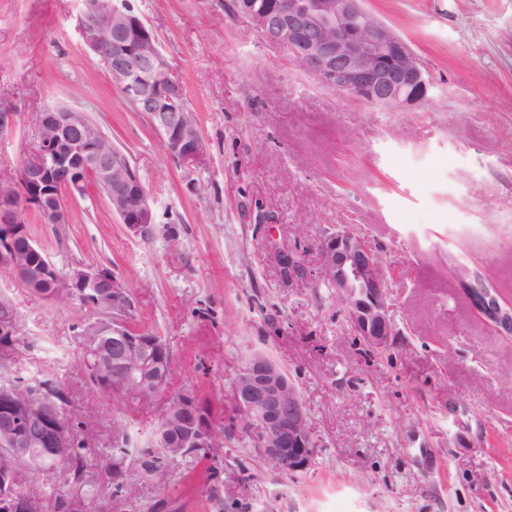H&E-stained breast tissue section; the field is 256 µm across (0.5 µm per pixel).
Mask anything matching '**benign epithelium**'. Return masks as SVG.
I'll return each instance as SVG.
<instances>
[{
	"label": "benign epithelium",
	"mask_w": 512,
	"mask_h": 512,
	"mask_svg": "<svg viewBox=\"0 0 512 512\" xmlns=\"http://www.w3.org/2000/svg\"><path fill=\"white\" fill-rule=\"evenodd\" d=\"M234 14L266 44L284 49L319 82L360 103L385 110L410 109L430 99L433 84L405 40L376 18L364 0H232ZM78 28L86 49L103 61L133 111L144 112L161 137L168 155L181 164L202 159L208 146L195 113L185 106L186 91L163 57L157 37L126 0H85ZM94 179L112 212L130 236L148 239L155 211L127 155L108 146L105 134L87 113L58 104L46 106L18 174L0 171V269L9 271L35 294L77 301L97 309L96 328L111 338L107 345L86 348L96 371V387L116 395L137 383L140 400L166 394L165 375L147 364L153 353L160 366L171 368L163 342L135 335L120 317L132 312L130 291L106 267L77 266L62 273L27 234L26 214L38 211L48 224L69 223L65 198L85 196L84 176ZM319 266L313 274L298 251H277L285 279L311 275L336 289L354 333L376 353L389 348L396 335L392 309L379 258L365 237L345 226L317 244ZM470 307L498 331L512 333V306L469 300ZM11 304L0 302V332L6 350L19 344ZM17 388L0 383V512H35L34 504L7 488L24 471L35 468L39 447L35 435L47 439L52 457L73 461L72 429L66 412L52 397L18 402ZM232 404L242 428L263 460L290 475L310 464L317 443L308 408L287 370L271 357H248L232 383ZM176 417L154 432L151 446L214 448V428L203 404L192 394L171 402ZM136 456L124 459L116 481L124 486L137 472ZM96 479L91 465L79 468L66 499L67 512H92L78 483Z\"/></svg>",
	"instance_id": "obj_1"
}]
</instances>
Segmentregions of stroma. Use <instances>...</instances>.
Wrapping results in <instances>:
<instances>
[{"label": "stroma", "mask_w": 512, "mask_h": 512, "mask_svg": "<svg viewBox=\"0 0 512 512\" xmlns=\"http://www.w3.org/2000/svg\"><path fill=\"white\" fill-rule=\"evenodd\" d=\"M231 0H130L185 87L209 150L186 168L131 111L84 47L85 0H0V168L18 172L39 112L81 108L137 168L154 203L130 237L96 189L70 221L27 215L61 272L106 266L130 290L129 323L166 338L169 394L205 403L218 457L143 483L121 512H512V335L469 306L475 270L512 298V0H365L415 52L431 99L388 111L325 88L263 43ZM348 226L377 251L396 334L371 353L334 289L287 281L273 247ZM26 341L12 374L57 375L95 446L128 420L137 441L159 405L125 406L82 384L79 333L93 309L30 292L0 270ZM281 363L319 446L290 477L263 464L230 403L253 353Z\"/></svg>", "instance_id": "1"}]
</instances>
